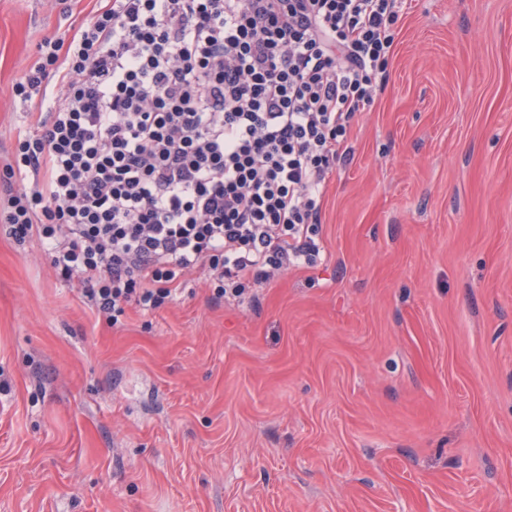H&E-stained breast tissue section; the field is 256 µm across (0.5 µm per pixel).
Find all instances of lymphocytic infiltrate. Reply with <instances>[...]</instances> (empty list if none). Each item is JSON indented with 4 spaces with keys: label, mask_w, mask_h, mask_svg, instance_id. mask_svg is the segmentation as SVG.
I'll return each instance as SVG.
<instances>
[{
    "label": "lymphocytic infiltrate",
    "mask_w": 512,
    "mask_h": 512,
    "mask_svg": "<svg viewBox=\"0 0 512 512\" xmlns=\"http://www.w3.org/2000/svg\"><path fill=\"white\" fill-rule=\"evenodd\" d=\"M13 86L58 97L6 166L5 222L111 319L188 275L215 299L315 265L325 187L389 77L404 0H88Z\"/></svg>",
    "instance_id": "obj_1"
}]
</instances>
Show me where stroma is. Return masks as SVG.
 <instances>
[{
    "mask_svg": "<svg viewBox=\"0 0 512 512\" xmlns=\"http://www.w3.org/2000/svg\"><path fill=\"white\" fill-rule=\"evenodd\" d=\"M86 0H0L13 84ZM321 256L121 324L0 223V512H512V0H410Z\"/></svg>",
    "mask_w": 512,
    "mask_h": 512,
    "instance_id": "obj_1",
    "label": "stroma"
}]
</instances>
